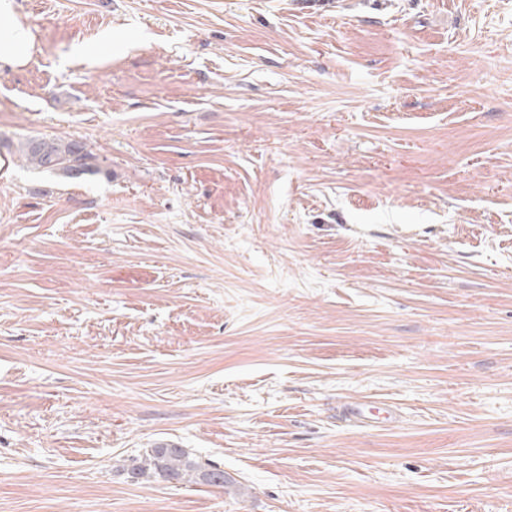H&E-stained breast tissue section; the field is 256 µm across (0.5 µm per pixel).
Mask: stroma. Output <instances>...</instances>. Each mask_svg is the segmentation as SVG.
Here are the masks:
<instances>
[{
  "label": "stroma",
  "instance_id": "1",
  "mask_svg": "<svg viewBox=\"0 0 512 512\" xmlns=\"http://www.w3.org/2000/svg\"><path fill=\"white\" fill-rule=\"evenodd\" d=\"M334 2L15 0L0 512H512V0ZM26 155L39 168L77 175L95 168V157L74 142H26ZM380 410L383 412V418L385 421H392L397 418V414L394 410L389 407L379 408L377 413L372 408L369 407V404L366 402H358L348 406L347 414L358 419L363 423H376L375 421L378 418ZM133 477H162L168 481L201 482L224 487L231 482L224 470L202 464L185 449L175 444H159L146 452L132 469Z\"/></svg>",
  "mask_w": 512,
  "mask_h": 512
}]
</instances>
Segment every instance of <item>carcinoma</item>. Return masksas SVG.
Segmentation results:
<instances>
[{"label": "carcinoma", "mask_w": 512, "mask_h": 512, "mask_svg": "<svg viewBox=\"0 0 512 512\" xmlns=\"http://www.w3.org/2000/svg\"><path fill=\"white\" fill-rule=\"evenodd\" d=\"M26 155L38 167L47 171H62L77 175L95 167V157L74 143L26 142ZM135 478L162 477L167 481L201 482L224 487L231 483L224 470L203 464L175 444H159L146 452L132 469Z\"/></svg>", "instance_id": "1"}]
</instances>
